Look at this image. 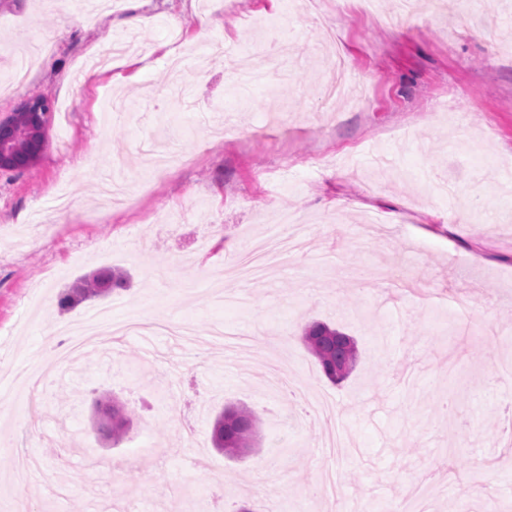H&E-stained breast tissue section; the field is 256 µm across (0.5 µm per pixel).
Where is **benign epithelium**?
Returning <instances> with one entry per match:
<instances>
[{"instance_id":"obj_1","label":"benign epithelium","mask_w":512,"mask_h":512,"mask_svg":"<svg viewBox=\"0 0 512 512\" xmlns=\"http://www.w3.org/2000/svg\"><path fill=\"white\" fill-rule=\"evenodd\" d=\"M48 112L47 102L37 98L0 114L1 172L25 170L36 163L47 141Z\"/></svg>"}]
</instances>
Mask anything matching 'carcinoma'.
I'll return each instance as SVG.
<instances>
[{"instance_id":"cac0c4a2","label":"carcinoma","mask_w":512,"mask_h":512,"mask_svg":"<svg viewBox=\"0 0 512 512\" xmlns=\"http://www.w3.org/2000/svg\"><path fill=\"white\" fill-rule=\"evenodd\" d=\"M125 288L127 278L124 273L104 271L98 277L85 281L83 286L62 293L58 298V310H70L93 293ZM302 339L328 379L340 383L349 376L358 358L352 337L326 323L314 322L305 328ZM127 413L124 404L115 398L108 399V404L95 422L97 432L106 439L119 441L125 432ZM255 426L256 415L250 408H227L214 420L213 444L229 455L245 453L251 449Z\"/></svg>"}]
</instances>
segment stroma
<instances>
[{
	"instance_id": "stroma-1",
	"label": "stroma",
	"mask_w": 512,
	"mask_h": 512,
	"mask_svg": "<svg viewBox=\"0 0 512 512\" xmlns=\"http://www.w3.org/2000/svg\"><path fill=\"white\" fill-rule=\"evenodd\" d=\"M335 4L142 0L131 25L126 0L91 22L80 0H0V72L35 61L0 113L52 106L36 165L0 174V512L17 490L31 512H395L432 464L428 512H487L477 472L512 512V379L494 371L512 362V0ZM296 232L305 253L262 286L232 274ZM107 269L131 288L58 313ZM104 307L137 327L57 366L34 416L54 327ZM314 321L356 343L342 383L300 340ZM141 336L164 356L149 369ZM273 360L333 413L268 389ZM105 391L130 411L116 445L92 427ZM190 404L191 440L169 416ZM242 404L255 451L219 453L213 416Z\"/></svg>"
}]
</instances>
